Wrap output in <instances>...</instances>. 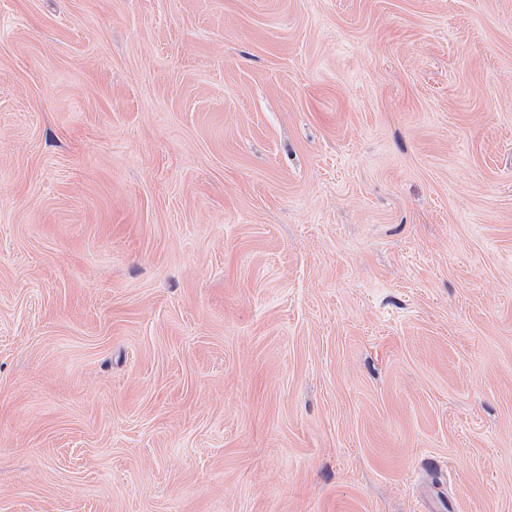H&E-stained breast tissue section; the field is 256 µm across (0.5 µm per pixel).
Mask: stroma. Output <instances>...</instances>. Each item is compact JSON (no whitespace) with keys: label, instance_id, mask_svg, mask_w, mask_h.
I'll list each match as a JSON object with an SVG mask.
<instances>
[{"label":"stroma","instance_id":"1","mask_svg":"<svg viewBox=\"0 0 512 512\" xmlns=\"http://www.w3.org/2000/svg\"><path fill=\"white\" fill-rule=\"evenodd\" d=\"M0 512H512V0H0Z\"/></svg>","mask_w":512,"mask_h":512}]
</instances>
